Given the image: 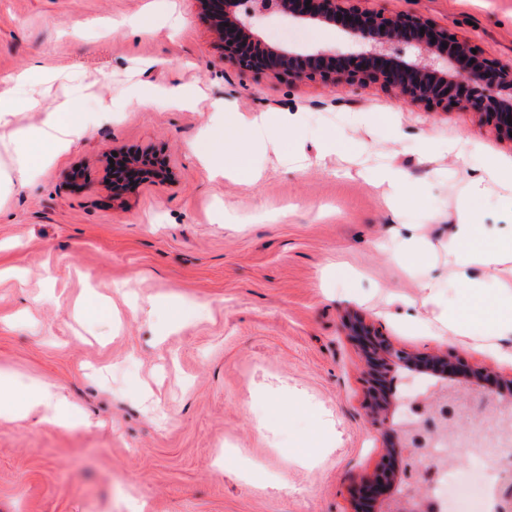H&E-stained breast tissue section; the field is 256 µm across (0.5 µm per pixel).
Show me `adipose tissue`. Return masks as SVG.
Returning a JSON list of instances; mask_svg holds the SVG:
<instances>
[{"label":"adipose tissue","mask_w":512,"mask_h":512,"mask_svg":"<svg viewBox=\"0 0 512 512\" xmlns=\"http://www.w3.org/2000/svg\"><path fill=\"white\" fill-rule=\"evenodd\" d=\"M45 77V69L33 64L15 76L0 81V145L7 146L9 163H0V181L27 185L38 180L71 146L89 136L102 120L126 108L191 104L195 91L183 87L151 93L142 92L127 102L100 99L95 111L84 108L79 92H71L55 105L43 104L34 94L35 86ZM21 108L39 109L44 113L37 127L17 128L16 112ZM299 124L295 114L270 122L266 114L254 116L243 124L206 132L192 155L210 178L253 179L256 171L243 166L245 147L254 145L260 131L292 134ZM452 261V276L459 291L445 297L441 291L443 277L427 273L420 282L425 317L409 316V330L447 332L450 340L467 347H494L512 336V280L498 277L501 265L512 263V236L496 235L473 221L469 198L457 207L445 245ZM42 407L47 419L67 423L70 406L59 394L39 387L28 391L15 388L9 377H0V409L15 419L25 418L29 407Z\"/></svg>","instance_id":"adipose-tissue-1"}]
</instances>
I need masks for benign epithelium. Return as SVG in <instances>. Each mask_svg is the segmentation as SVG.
Returning <instances> with one entry per match:
<instances>
[{
    "label": "benign epithelium",
    "instance_id": "benign-epithelium-1",
    "mask_svg": "<svg viewBox=\"0 0 512 512\" xmlns=\"http://www.w3.org/2000/svg\"><path fill=\"white\" fill-rule=\"evenodd\" d=\"M199 16L222 50L224 64L255 77L273 74L290 82L318 81L358 95L379 84L398 93L402 103L432 112L459 109L512 142V65L479 52L465 38L419 14L388 15L366 9L360 0H198ZM311 25L337 26L347 44L298 51L263 44L258 24L267 16ZM107 187L122 205L148 184L176 181L169 162L145 149H121L107 156ZM346 335L356 343L368 367L369 395L364 405L371 426L385 439L374 472L351 492V512H421L424 497L407 488L403 468L406 437L424 425L398 418L392 374L425 372L441 385L427 398L436 409L443 399L482 394L500 406L512 404V378L492 376L449 354L420 353L394 345L357 312L347 315ZM494 512H512V477L502 475L493 494Z\"/></svg>",
    "mask_w": 512,
    "mask_h": 512
}]
</instances>
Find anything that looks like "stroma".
I'll return each mask as SVG.
<instances>
[{
  "label": "stroma",
  "instance_id": "1",
  "mask_svg": "<svg viewBox=\"0 0 512 512\" xmlns=\"http://www.w3.org/2000/svg\"><path fill=\"white\" fill-rule=\"evenodd\" d=\"M362 5L423 15L512 64V0ZM142 12L151 28L125 35L121 20ZM260 35L302 49L345 41L332 25L278 19ZM37 60L91 83V111L136 88L201 98L122 112L35 183L0 190V373L56 385L78 412L69 426L38 409L0 417V512H121L127 494L147 512H350L383 449L363 410L365 363L342 330L350 310L398 345L512 377L511 338L495 351L404 330L422 269L394 256L402 224H420L446 271L465 178L482 176L486 155L512 159L492 127L377 85L355 97L227 67L196 0H0V78ZM216 99L229 124L299 114L294 135L249 152L258 180L212 181L192 158ZM329 132L353 152H323ZM424 133L466 144L427 154ZM115 148L161 151L176 183L118 206L103 185ZM381 166L410 182L398 206L367 177Z\"/></svg>",
  "mask_w": 512,
  "mask_h": 512
}]
</instances>
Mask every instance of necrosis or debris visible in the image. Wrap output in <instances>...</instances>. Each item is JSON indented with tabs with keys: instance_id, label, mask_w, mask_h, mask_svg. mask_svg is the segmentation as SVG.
<instances>
[{
	"instance_id": "necrosis-or-debris-1",
	"label": "necrosis or debris",
	"mask_w": 512,
	"mask_h": 512,
	"mask_svg": "<svg viewBox=\"0 0 512 512\" xmlns=\"http://www.w3.org/2000/svg\"><path fill=\"white\" fill-rule=\"evenodd\" d=\"M484 409L481 401L472 398L444 402L434 411L416 399L405 405L408 418L430 417L433 427L444 423L455 425L464 416L472 419L469 430L455 435L449 446L433 441L430 430L414 433L411 438L407 471L417 484L434 491L427 500L426 512H489L487 486L471 478L454 480L442 465L441 460L447 457L450 447L465 449L473 470H483L492 463L499 471L512 472V407L489 416Z\"/></svg>"
}]
</instances>
